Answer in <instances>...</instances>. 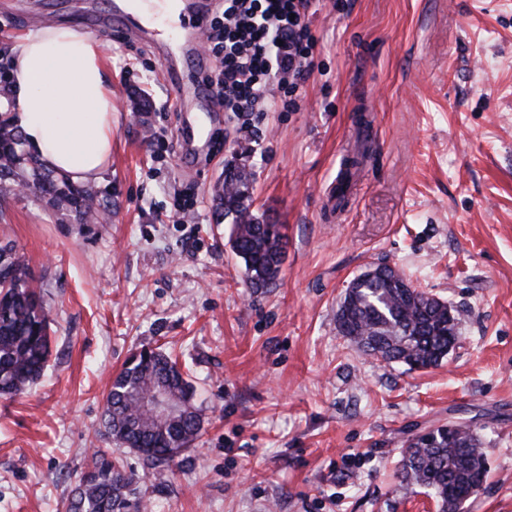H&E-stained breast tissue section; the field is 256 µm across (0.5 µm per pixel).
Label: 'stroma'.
<instances>
[{
	"mask_svg": "<svg viewBox=\"0 0 512 512\" xmlns=\"http://www.w3.org/2000/svg\"><path fill=\"white\" fill-rule=\"evenodd\" d=\"M91 11L112 75V159L93 184L111 220L0 194V244L50 319L44 377L0 398V512H65L93 449L113 445L105 397L143 348L178 356L203 417L163 489L124 454L151 512H436L394 471L408 439L448 422L487 448L464 512H512V0H320L299 111L255 114L190 171L169 142L202 103L198 67L177 60L175 105L164 36L131 40L114 0H0V64L36 26ZM357 153L328 220L326 191ZM230 163L251 170L255 214L287 237L262 293L215 213ZM379 263L464 310L438 366L382 363L339 334L349 282Z\"/></svg>",
	"mask_w": 512,
	"mask_h": 512,
	"instance_id": "1",
	"label": "stroma"
}]
</instances>
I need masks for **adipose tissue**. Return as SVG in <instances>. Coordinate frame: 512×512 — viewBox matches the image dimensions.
I'll list each match as a JSON object with an SVG mask.
<instances>
[{
	"mask_svg": "<svg viewBox=\"0 0 512 512\" xmlns=\"http://www.w3.org/2000/svg\"><path fill=\"white\" fill-rule=\"evenodd\" d=\"M7 80L18 130L41 164L75 183L100 179L112 155V77L99 41L83 29L49 25L22 37Z\"/></svg>",
	"mask_w": 512,
	"mask_h": 512,
	"instance_id": "ef3b65f1",
	"label": "adipose tissue"
}]
</instances>
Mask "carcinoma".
Masks as SVG:
<instances>
[{"label": "carcinoma", "mask_w": 512, "mask_h": 512, "mask_svg": "<svg viewBox=\"0 0 512 512\" xmlns=\"http://www.w3.org/2000/svg\"><path fill=\"white\" fill-rule=\"evenodd\" d=\"M22 183L69 206L87 224L107 211L89 187L59 178L27 155L17 132L0 122V187ZM250 172L231 165L218 192L224 216L232 217L228 242L244 266L248 287L258 293L277 283L286 257L278 224H267L251 209ZM404 273L382 265L371 279L350 281L336 314L338 332L361 353L409 369H428L448 356L458 339L459 311L448 323V302L417 288ZM50 320L41 292L9 244L0 246V397L23 395L40 379L50 355ZM168 389L179 415L160 419L145 411V396ZM200 408L189 375L171 355L153 349L132 354L106 396L104 428L112 441L136 454L161 477L190 452L201 429ZM439 425L409 439L401 449L399 488L427 490L439 512H460L472 491L483 486L487 457L470 426ZM135 474L122 459L98 449L71 491L67 512H128L136 494Z\"/></svg>", "instance_id": "cac0c4a2"}]
</instances>
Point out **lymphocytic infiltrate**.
Instances as JSON below:
<instances>
[{
    "label": "lymphocytic infiltrate",
    "instance_id": "lymphocytic-infiltrate-1",
    "mask_svg": "<svg viewBox=\"0 0 512 512\" xmlns=\"http://www.w3.org/2000/svg\"><path fill=\"white\" fill-rule=\"evenodd\" d=\"M314 0H221L206 50L220 55L206 75L209 88L248 130L257 112H296L298 91L312 75L316 43L309 18Z\"/></svg>",
    "mask_w": 512,
    "mask_h": 512
}]
</instances>
